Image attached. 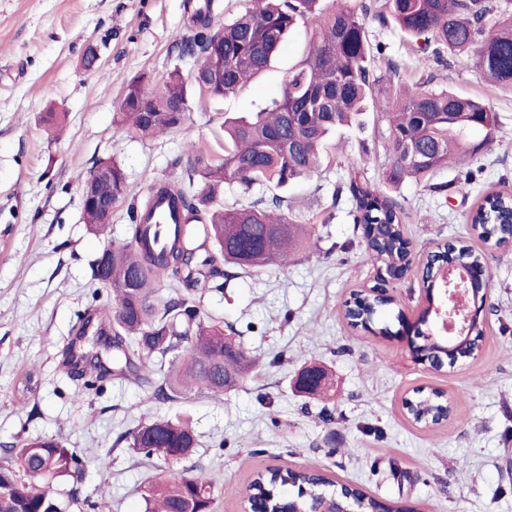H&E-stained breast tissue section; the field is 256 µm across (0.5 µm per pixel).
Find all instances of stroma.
<instances>
[{
  "label": "stroma",
  "mask_w": 512,
  "mask_h": 512,
  "mask_svg": "<svg viewBox=\"0 0 512 512\" xmlns=\"http://www.w3.org/2000/svg\"><path fill=\"white\" fill-rule=\"evenodd\" d=\"M190 14L187 0H0V459L22 440L60 438L85 462L81 479L54 482L64 512H89L91 501L106 512H144L140 487L172 468L136 454L123 436L147 420L179 417L197 432L189 466L215 479L213 512H240L245 487L274 465L316 467L420 512H512V248L491 247L467 224L486 193L512 192V89L472 67L417 61L415 42L395 27L368 23L371 42L384 47L376 74L389 75L388 62L399 66L393 90L430 75L489 102L499 118L490 149L437 172L448 191L410 181L400 188L414 259L455 240L487 255L492 277L476 359L431 371L403 343L353 330L343 316L353 291L375 285L376 269L364 259L351 201L331 196L347 161L383 153L388 121L378 112L362 140L288 190L294 220L315 229L307 247L204 296V313L257 359L239 386L216 399L162 400L122 374L103 349L105 335L77 339L78 313L110 299L97 291L89 263L106 240L127 237L124 211L104 237L82 222L80 188L92 166L117 159L136 188L149 178L179 180L173 161L184 144H214L225 117L270 108L307 47L306 29L297 27L261 76L221 104L195 107L179 133L127 137L116 119L127 82L148 72L159 83L176 66L187 76L198 64L174 47L191 33ZM90 44L99 54L92 70L83 66ZM49 111L65 116L60 138L44 131ZM469 170L473 179L457 190ZM73 346L102 352L112 371L102 392L76 395L64 365ZM308 366L327 370L329 398L297 389ZM418 388L447 393V422L425 428L405 416L402 400Z\"/></svg>",
  "instance_id": "1"
}]
</instances>
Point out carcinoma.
<instances>
[{
	"label": "carcinoma",
	"instance_id": "obj_1",
	"mask_svg": "<svg viewBox=\"0 0 512 512\" xmlns=\"http://www.w3.org/2000/svg\"><path fill=\"white\" fill-rule=\"evenodd\" d=\"M254 7L228 20L214 34L206 24L176 43L181 53L198 52L211 65H224V75L210 70L185 80L180 70L168 73L162 86L146 94L134 76L127 86L126 105L119 121L133 138H155L178 131L189 119L194 98L218 105L246 87L277 56L284 39L299 23L309 26L308 50L285 80L280 100L250 118L224 119V140L216 149L193 142L184 146L174 164L183 168V181L152 179L131 192L121 164L101 159L112 178L97 190L112 203L127 205L130 237L107 241L92 261L91 279L112 294L113 302L99 310L112 326L116 356L135 357L141 369L152 371L155 361L169 359L154 395L176 400L189 393L220 397L236 386L252 359L224 333V326L201 316L200 289H224L227 269L245 274L288 262L310 241L313 230L289 216L280 191L311 177L346 133L366 125L368 107L388 117L385 181L377 190L366 168L347 165L344 180L333 193L348 192L355 205L353 223L367 229L365 256L392 277L406 273L410 242L403 233L400 187L406 181L425 184L441 193L444 185L430 179L440 168L465 156L476 157L497 140L499 121L487 102L461 96L448 88L420 80L391 100L390 81L375 74V55L383 45L372 44L367 18L392 24L414 39L419 51L444 62L451 53L463 67L479 69L496 85L512 86V10H500L494 0H357L327 8L322 0H253ZM492 33L484 37L485 27ZM235 182L249 190L268 187L272 196L249 205L226 208L217 199L224 184ZM158 199L182 211L188 223L178 225L170 243L150 244L151 216ZM83 223L95 235H106L109 224L93 206L82 209ZM472 231L497 246L512 244V199L488 195L471 214ZM466 257L472 266H488L483 254L468 246L438 248L422 264L424 286H436L440 264ZM169 285L171 293L160 295ZM392 300L356 297L351 327L391 334L388 319ZM483 324L472 325L455 351L469 356L480 351ZM70 374L87 390H101L110 370L96 359L80 363L71 353ZM412 417L424 426L435 421L442 401L435 391H415ZM129 447L144 457L166 462L188 460L196 450L195 430L187 421L155 418L127 434ZM83 461L55 438H31L10 449L0 462V512H64L53 482L76 476ZM255 493L267 508L282 497H293L304 508L310 502L340 498L343 487L318 469H287L257 475ZM213 478L184 469L142 489L145 512H211ZM357 502L362 512H401L400 505L367 494Z\"/></svg>",
	"mask_w": 512,
	"mask_h": 512
}]
</instances>
